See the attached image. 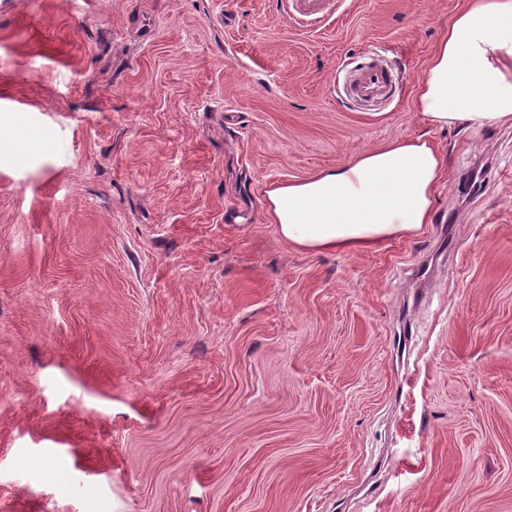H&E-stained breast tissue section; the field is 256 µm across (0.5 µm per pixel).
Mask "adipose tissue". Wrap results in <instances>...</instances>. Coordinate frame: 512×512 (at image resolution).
I'll list each match as a JSON object with an SVG mask.
<instances>
[{
  "label": "adipose tissue",
  "mask_w": 512,
  "mask_h": 512,
  "mask_svg": "<svg viewBox=\"0 0 512 512\" xmlns=\"http://www.w3.org/2000/svg\"><path fill=\"white\" fill-rule=\"evenodd\" d=\"M414 107L439 127L512 123V0H465L417 84ZM447 166L430 141L404 138L273 187L267 212L282 239L302 249L370 250L430 223Z\"/></svg>",
  "instance_id": "1"
}]
</instances>
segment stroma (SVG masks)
Returning a JSON list of instances; mask_svg holds the SVG:
<instances>
[{
    "instance_id": "35a3bbf8",
    "label": "stroma",
    "mask_w": 512,
    "mask_h": 512,
    "mask_svg": "<svg viewBox=\"0 0 512 512\" xmlns=\"http://www.w3.org/2000/svg\"><path fill=\"white\" fill-rule=\"evenodd\" d=\"M460 2L0 0V512H512V126L414 108ZM418 136L420 230L270 223ZM395 76L382 61L356 69L349 82L348 94L358 100L374 101L388 97L393 91Z\"/></svg>"
}]
</instances>
